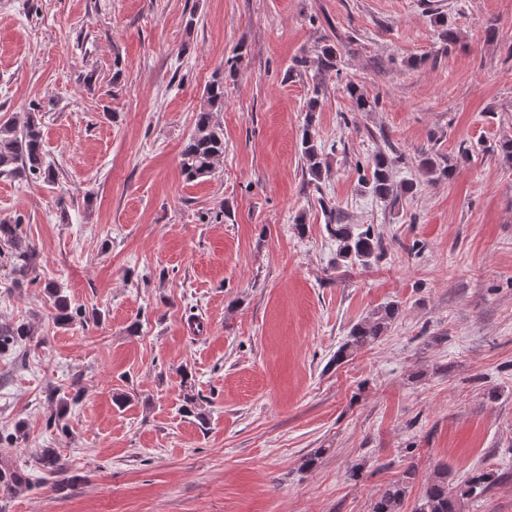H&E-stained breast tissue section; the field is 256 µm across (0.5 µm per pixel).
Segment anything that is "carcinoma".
I'll list each match as a JSON object with an SVG mask.
<instances>
[{"instance_id": "cac0c4a2", "label": "carcinoma", "mask_w": 512, "mask_h": 512, "mask_svg": "<svg viewBox=\"0 0 512 512\" xmlns=\"http://www.w3.org/2000/svg\"><path fill=\"white\" fill-rule=\"evenodd\" d=\"M336 48L325 45L317 55V74L322 75L336 70ZM324 95L322 80H313L312 95L307 102L305 125L301 139V156L304 172L314 179L321 178L328 165L324 148L318 143L316 135V112ZM224 107V72H215L202 94V103L196 114L192 134L181 150L180 166L186 180L193 182L212 174L216 161L224 154V129L215 121L214 114ZM395 158L384 152L376 153L370 162V175L361 180L365 192L374 198L388 202L401 194H412L416 185L405 182L396 185L391 180V169ZM420 166L423 171L435 179L449 178L452 168L445 164L441 154L429 149L422 152ZM0 174L19 179H41L47 183L56 180L52 165L45 164L43 149L42 115L35 110L27 112L22 125L12 119L0 121ZM327 213V230L336 239V264L367 268L378 262L383 256L380 238L372 226L360 230L352 224H345L336 215V209L320 202ZM20 225L0 222V239L10 247L8 254L0 253L11 270L17 275L15 283L21 285L36 272V249L19 234ZM45 291L53 301L56 310L55 319L61 325H69L76 320L87 321L86 313L80 308L71 309L67 296L53 284H47ZM398 315V307L386 304L377 308L368 316L355 323L336 352V361L340 362L352 353L378 342L388 331ZM29 327L24 324L0 326V351L17 344L28 336ZM37 463L47 475L63 472L60 457L54 448L42 449ZM415 479V470L404 471V477L385 485L379 490L372 506V512H401L407 494L408 485ZM492 482V474L482 470L472 471L464 485L455 492L448 490V469L438 467L424 483L423 491L413 512H459L464 498L478 497L487 491ZM30 487L29 475L0 465V497L10 498L21 489Z\"/></svg>"}]
</instances>
